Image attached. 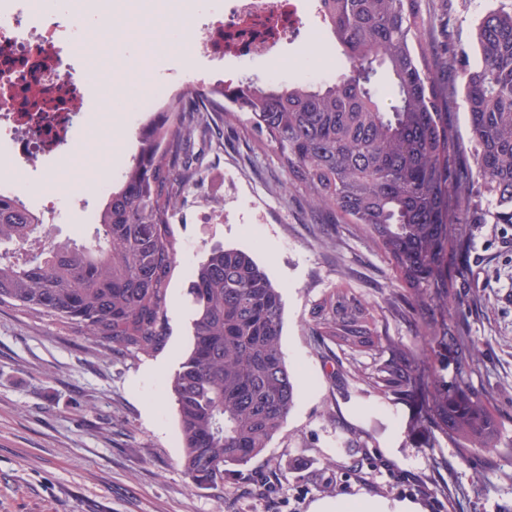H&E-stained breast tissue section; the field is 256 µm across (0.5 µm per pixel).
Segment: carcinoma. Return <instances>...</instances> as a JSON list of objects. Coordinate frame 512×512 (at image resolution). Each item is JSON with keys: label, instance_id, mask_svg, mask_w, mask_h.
<instances>
[{"label": "carcinoma", "instance_id": "obj_1", "mask_svg": "<svg viewBox=\"0 0 512 512\" xmlns=\"http://www.w3.org/2000/svg\"><path fill=\"white\" fill-rule=\"evenodd\" d=\"M347 65L328 84L241 79L186 91L138 128V148L98 209L90 236L50 240L43 214L0 192V304L67 324L132 362L170 340L169 286L179 241L170 213L181 192L187 146L212 116L231 112L275 145L290 180L316 206L364 226L395 268L411 308L452 307L448 255L460 226L512 224V9L486 13L475 29L476 66L463 77L475 171L458 175L462 139L448 125L450 85L437 82L422 41L419 0H317ZM385 70L394 99L378 97ZM191 339L164 385L177 407L182 469L214 488L261 455L294 406L297 380L281 348L282 294L246 252L212 247L187 288ZM310 331L325 348L379 347L362 304L332 294L315 303ZM363 374L380 394H402L412 350L393 346ZM433 427L454 447L512 456L490 397L468 372L434 387Z\"/></svg>", "mask_w": 512, "mask_h": 512}]
</instances>
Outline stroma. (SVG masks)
Returning a JSON list of instances; mask_svg holds the SVG:
<instances>
[{
  "mask_svg": "<svg viewBox=\"0 0 512 512\" xmlns=\"http://www.w3.org/2000/svg\"><path fill=\"white\" fill-rule=\"evenodd\" d=\"M225 0H133L144 13L149 41L118 39L105 66L136 76L120 98L97 88L85 94V116L106 132L111 163L85 148L92 168L81 190L51 189L47 174H66L50 156L24 171L21 199L43 212L59 239L81 237L84 215L106 197L136 152L138 80L199 85L223 67L228 79L281 83L329 81L345 59L325 31L316 0H298L300 33L273 55L216 63L176 49L186 37L178 18L211 22ZM512 0H421L427 46L442 82L461 88L465 66L442 59L444 47H471L490 10ZM327 68L312 71V56ZM194 177L185 183L171 222L180 242L171 280L172 336L166 350L138 364L74 328L12 305H0V512H313L320 501L412 502L420 512H512V457L488 448L459 449L431 425L427 392L435 379L453 381L462 347L476 344L475 390L490 395L504 441H512V224H466L465 249L452 265L449 295L461 313L427 335V312L396 313L398 290L390 261L361 225L312 206L303 187L289 186L276 148L236 118L216 120L195 139ZM241 249L282 293V351L299 381L295 406L261 456L218 488L194 485L182 471L174 401L161 392L188 345L191 269L213 245ZM367 309L381 346L335 360L323 353L308 324L312 305L329 292ZM420 348L406 394L383 396L362 378L382 347Z\"/></svg>",
  "mask_w": 512,
  "mask_h": 512,
  "instance_id": "35a3bbf8",
  "label": "stroma"
}]
</instances>
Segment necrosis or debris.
<instances>
[{
	"instance_id": "necrosis-or-debris-1",
	"label": "necrosis or debris",
	"mask_w": 512,
	"mask_h": 512,
	"mask_svg": "<svg viewBox=\"0 0 512 512\" xmlns=\"http://www.w3.org/2000/svg\"><path fill=\"white\" fill-rule=\"evenodd\" d=\"M230 18L189 23L188 47L213 58L271 52L297 21L292 0H227ZM59 23L40 0H0V129L8 132L12 166L23 171L72 145L96 70L93 40L81 38L80 73L53 46Z\"/></svg>"
}]
</instances>
